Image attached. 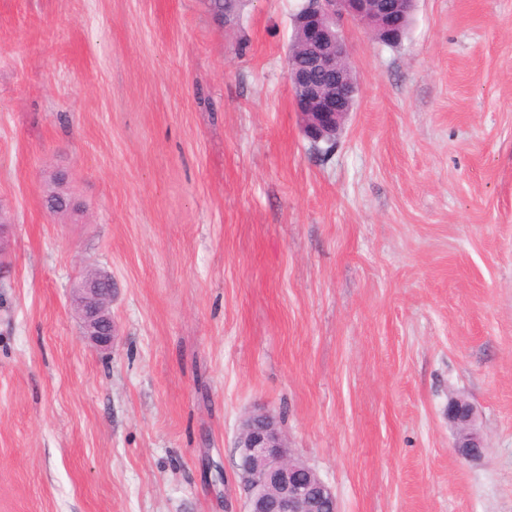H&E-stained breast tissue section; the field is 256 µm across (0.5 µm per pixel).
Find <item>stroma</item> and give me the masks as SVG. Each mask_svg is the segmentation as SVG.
I'll return each instance as SVG.
<instances>
[{
  "instance_id": "obj_1",
  "label": "stroma",
  "mask_w": 512,
  "mask_h": 512,
  "mask_svg": "<svg viewBox=\"0 0 512 512\" xmlns=\"http://www.w3.org/2000/svg\"><path fill=\"white\" fill-rule=\"evenodd\" d=\"M301 4L0 0V512H241L259 407L339 512H512V0H418L396 46L346 23L326 157L286 75ZM112 275L101 269L85 273L74 288V303L80 315L84 336L99 350L110 351L116 335L112 317ZM448 422L455 429V448L464 459H477L483 453L484 438L476 424L474 405L463 396L448 399Z\"/></svg>"
}]
</instances>
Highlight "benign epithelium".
<instances>
[{
  "mask_svg": "<svg viewBox=\"0 0 512 512\" xmlns=\"http://www.w3.org/2000/svg\"><path fill=\"white\" fill-rule=\"evenodd\" d=\"M417 0H304L294 16L287 57L303 135L318 153L329 154L353 111L359 94L357 76L340 34L355 22L384 44L398 43L409 27ZM112 275L85 273L74 289L83 333L102 351L112 350ZM448 423L455 448L464 459L481 457L484 438L474 405L463 396L448 399ZM234 469L243 493L244 512H338L336 496L319 473L295 457L280 417L258 409L236 435Z\"/></svg>",
  "mask_w": 512,
  "mask_h": 512,
  "instance_id": "7a95c632",
  "label": "benign epithelium"
}]
</instances>
